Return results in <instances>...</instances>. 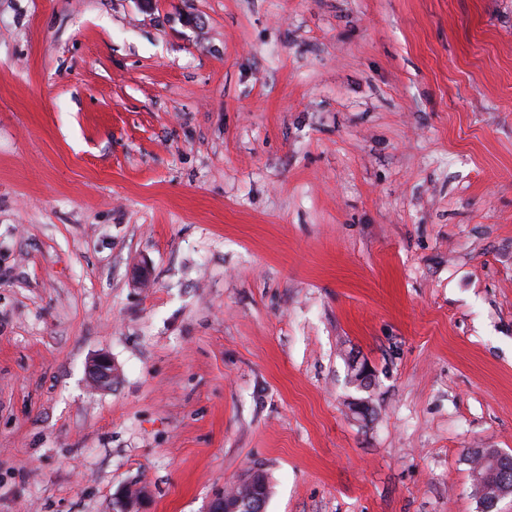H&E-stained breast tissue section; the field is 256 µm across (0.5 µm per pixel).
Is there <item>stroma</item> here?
<instances>
[{
	"mask_svg": "<svg viewBox=\"0 0 512 512\" xmlns=\"http://www.w3.org/2000/svg\"><path fill=\"white\" fill-rule=\"evenodd\" d=\"M479 448L512 0H0V512H482ZM117 367L112 358L106 353L96 355L89 363L88 375L92 384L98 389H108L112 386ZM261 470L255 469L245 474L238 484L248 488L244 497L221 493L214 496L208 512H263L267 503L266 491L261 481Z\"/></svg>",
	"mask_w": 512,
	"mask_h": 512,
	"instance_id": "obj_1",
	"label": "stroma"
}]
</instances>
